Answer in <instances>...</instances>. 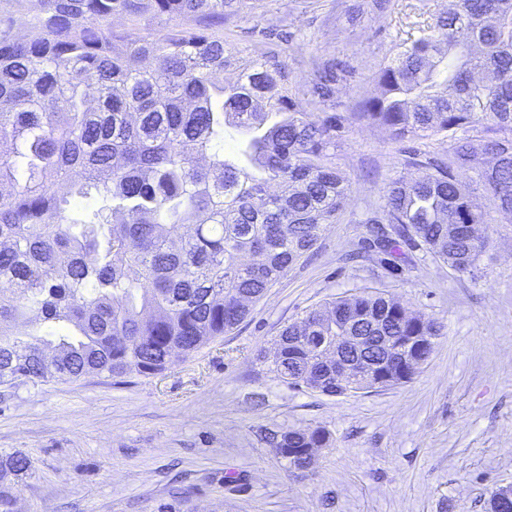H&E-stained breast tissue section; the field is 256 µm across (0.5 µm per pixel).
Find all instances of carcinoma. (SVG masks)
Segmentation results:
<instances>
[{
  "label": "carcinoma",
  "instance_id": "1",
  "mask_svg": "<svg viewBox=\"0 0 512 512\" xmlns=\"http://www.w3.org/2000/svg\"><path fill=\"white\" fill-rule=\"evenodd\" d=\"M245 2L41 0L20 37L0 10V386L156 376L240 325L339 220L350 185L336 150L353 117L409 140L413 170L386 184L384 220H368L359 257L401 277L421 251L472 274L490 240L467 225L512 221V0H448L394 43L377 93L349 112V64L312 56L298 83L264 50L290 37L288 16L251 30L247 58L216 34ZM392 6L362 0L349 20ZM227 126L245 136L232 153ZM434 138L448 140V158L420 148ZM441 331L363 289L308 311L259 360L290 387L339 397L410 382ZM338 336L393 338L376 349L384 380L336 382L322 355ZM264 440L305 470L332 435ZM29 468L15 454L0 479ZM508 492L492 493L487 512H512Z\"/></svg>",
  "mask_w": 512,
  "mask_h": 512
}]
</instances>
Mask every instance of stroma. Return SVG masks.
<instances>
[{"label": "stroma", "instance_id": "obj_1", "mask_svg": "<svg viewBox=\"0 0 512 512\" xmlns=\"http://www.w3.org/2000/svg\"><path fill=\"white\" fill-rule=\"evenodd\" d=\"M352 0H259L224 27L241 56L249 28L287 15L277 51L294 80L329 53L356 70L343 96L373 92L401 26L429 22L420 0L348 20ZM404 142L355 120L336 152L351 185L338 222L235 330L154 377L88 376L0 386V461L31 467L12 483L16 512H485L512 487V224L495 222L479 277L416 253L401 278L346 261L385 183L403 174ZM355 289L391 293L443 326L406 384L341 397L285 385L259 361L282 329ZM323 426L334 442L301 473L265 432ZM239 476L236 490L225 473Z\"/></svg>", "mask_w": 512, "mask_h": 512}]
</instances>
